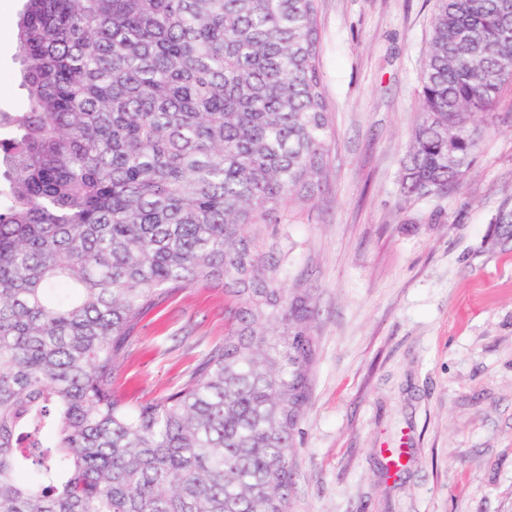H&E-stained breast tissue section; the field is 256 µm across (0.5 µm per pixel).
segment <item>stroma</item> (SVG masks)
Here are the masks:
<instances>
[{
    "label": "stroma",
    "mask_w": 512,
    "mask_h": 512,
    "mask_svg": "<svg viewBox=\"0 0 512 512\" xmlns=\"http://www.w3.org/2000/svg\"><path fill=\"white\" fill-rule=\"evenodd\" d=\"M0 0V112L25 106ZM435 0H321L330 189L262 225L281 287L317 315L290 512H512V85L461 186L404 196ZM236 297L189 288L141 322L127 400L188 379L231 327Z\"/></svg>",
    "instance_id": "35a3bbf8"
}]
</instances>
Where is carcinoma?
Returning a JSON list of instances; mask_svg holds the SVG:
<instances>
[{
    "mask_svg": "<svg viewBox=\"0 0 512 512\" xmlns=\"http://www.w3.org/2000/svg\"><path fill=\"white\" fill-rule=\"evenodd\" d=\"M0 139V512H288L315 344L249 229L329 189L319 0H24ZM512 84V0H436L401 186L446 194ZM226 287L177 389H115L143 318Z\"/></svg>",
    "mask_w": 512,
    "mask_h": 512,
    "instance_id": "1",
    "label": "carcinoma"
}]
</instances>
